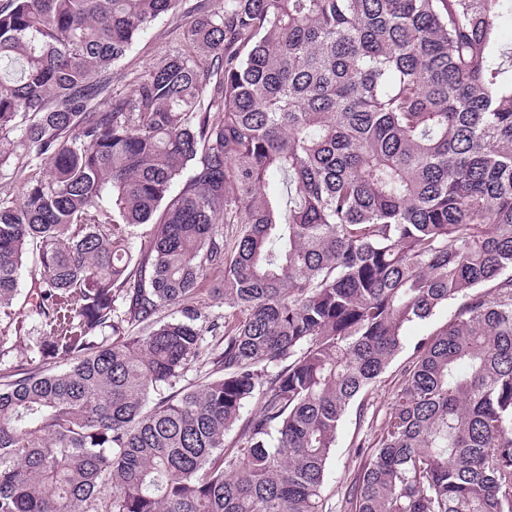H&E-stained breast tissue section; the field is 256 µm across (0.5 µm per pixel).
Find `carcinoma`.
Instances as JSON below:
<instances>
[{
	"label": "carcinoma",
	"mask_w": 512,
	"mask_h": 512,
	"mask_svg": "<svg viewBox=\"0 0 512 512\" xmlns=\"http://www.w3.org/2000/svg\"><path fill=\"white\" fill-rule=\"evenodd\" d=\"M179 2L0 7V512H323L346 416L452 302L353 512H512V0H221L114 87ZM198 0L182 1L172 12L158 17L132 44L113 67L114 85L124 89L134 78L144 75L164 57L176 54L182 44V32L191 20ZM35 266L34 258L32 254L29 253L24 261L19 275L20 302L16 308V316L19 318V320H24L28 324V328H33L35 325L34 317L31 311H29L27 307L24 308V305H21V303L23 302L25 296L34 289L32 288V286H34V281L36 277H39L36 275ZM224 278V269H213L207 272V275L204 276L198 283V296L207 303V306H210L207 310L216 316H221L220 323H222V332L224 330V325L226 329L232 328L237 322L238 315L233 313V309L226 308L224 310V299H220L214 296L213 288H218L220 282H222ZM224 313L225 319H224ZM234 314V315H233ZM224 320L226 321L224 324Z\"/></svg>",
	"instance_id": "carcinoma-1"
}]
</instances>
